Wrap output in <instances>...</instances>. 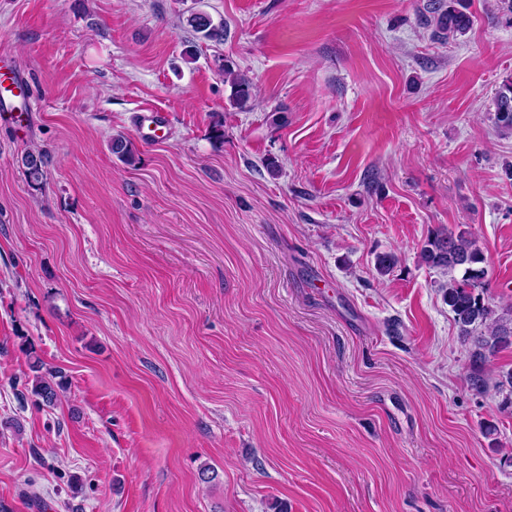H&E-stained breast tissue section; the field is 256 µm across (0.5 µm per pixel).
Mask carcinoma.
Here are the masks:
<instances>
[{"label": "carcinoma", "instance_id": "cac0c4a2", "mask_svg": "<svg viewBox=\"0 0 512 512\" xmlns=\"http://www.w3.org/2000/svg\"><path fill=\"white\" fill-rule=\"evenodd\" d=\"M428 23L435 24L438 37L450 40L461 37L470 29L471 19L466 0H430ZM192 30L204 40L221 41L223 25H216L205 13H194L187 19ZM225 81L230 83V100L243 109L252 97L249 79L237 74L228 66L222 67ZM493 120L499 133L512 135V78L505 80L497 91L494 101ZM112 152L122 161L132 164L136 161V150L130 140L121 134L112 137ZM30 182L43 179L50 164L46 150L32 148L22 158ZM421 261L430 268L453 271L464 269L461 279H453L444 289L443 299L454 314V320L461 335L471 340V370L468 382L471 390L481 394L488 389V378L484 366L489 358L512 349V318L497 311L480 294L475 292L476 284L485 272L475 268L483 258L475 243L465 232L438 229L427 239L420 253ZM62 384L42 375L35 376L31 392L42 403L54 404Z\"/></svg>", "mask_w": 512, "mask_h": 512}]
</instances>
